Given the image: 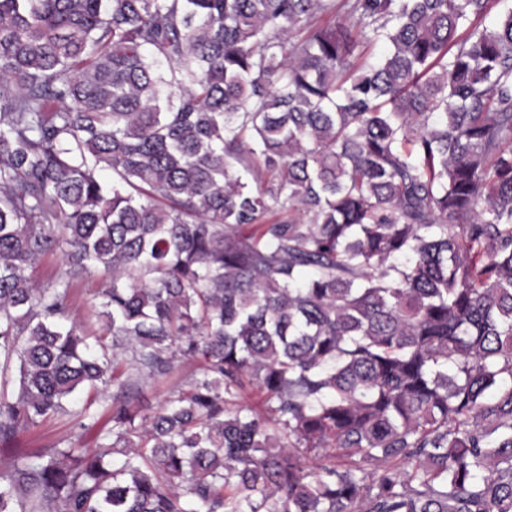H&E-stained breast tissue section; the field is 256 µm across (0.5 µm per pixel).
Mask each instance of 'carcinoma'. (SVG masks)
Masks as SVG:
<instances>
[{"label": "carcinoma", "mask_w": 512, "mask_h": 512, "mask_svg": "<svg viewBox=\"0 0 512 512\" xmlns=\"http://www.w3.org/2000/svg\"><path fill=\"white\" fill-rule=\"evenodd\" d=\"M0 512H512V0H0ZM66 271H69V267L60 253H49L41 260L33 274L34 279L41 282L51 277L65 276ZM71 281V318L81 323L90 336L104 334L108 342L112 336L104 330V322L101 318L95 317L91 312L90 305L104 286V279L101 274H74L69 276ZM195 365L182 364L174 369L167 377L154 381L144 386V404L155 408L169 394L170 389L177 383H183L188 380ZM96 441V430L82 432L77 425L74 415L48 417L38 427L22 436V448L34 450L45 448L54 443L62 442L60 446H92Z\"/></svg>", "instance_id": "carcinoma-1"}]
</instances>
